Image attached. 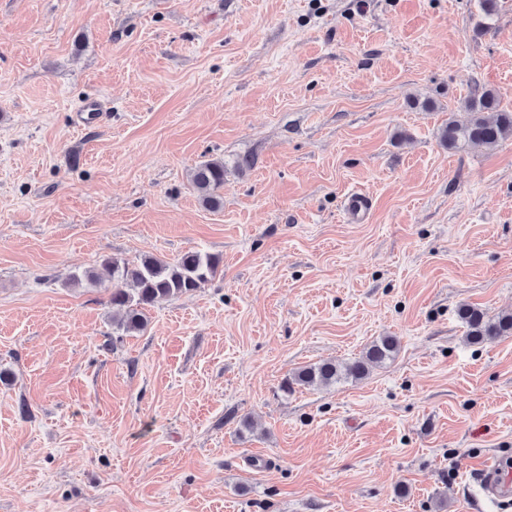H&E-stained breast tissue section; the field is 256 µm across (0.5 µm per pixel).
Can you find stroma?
I'll use <instances>...</instances> for the list:
<instances>
[{
  "mask_svg": "<svg viewBox=\"0 0 512 512\" xmlns=\"http://www.w3.org/2000/svg\"><path fill=\"white\" fill-rule=\"evenodd\" d=\"M478 88L512 110V0H0V512H512V336L459 316L512 312V138L439 142ZM194 249L138 333L71 280ZM104 118V106L98 99L85 100L75 112V123L78 126H83L88 123L101 124ZM225 171L223 160L204 161L194 169L192 183L205 207L216 209L222 205L219 190L224 187ZM460 318L466 323L465 336L469 343H482L488 340L512 336V312L488 318L479 307L465 305L460 310ZM399 342L394 336H384L366 347L362 356L347 364L325 361L304 366L292 372L284 381L285 390L294 385L303 387H330L343 379L360 380L369 374L371 368L391 360L397 353ZM481 470V488L486 494L495 497H510L511 474H504L497 459L485 460Z\"/></svg>",
  "mask_w": 512,
  "mask_h": 512,
  "instance_id": "1",
  "label": "stroma"
}]
</instances>
